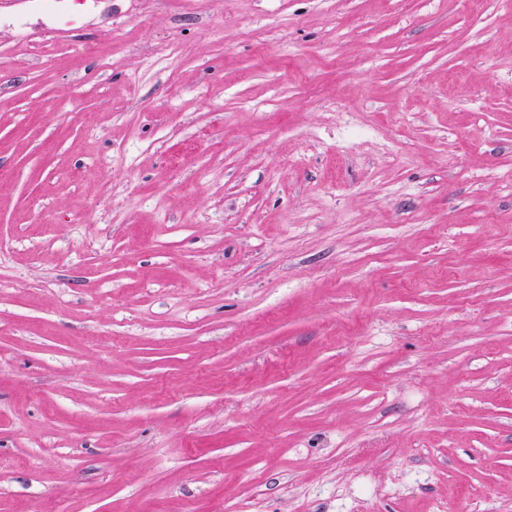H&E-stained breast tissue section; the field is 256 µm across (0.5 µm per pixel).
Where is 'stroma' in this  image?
I'll return each mask as SVG.
<instances>
[{
    "mask_svg": "<svg viewBox=\"0 0 512 512\" xmlns=\"http://www.w3.org/2000/svg\"><path fill=\"white\" fill-rule=\"evenodd\" d=\"M0 512H512V0L0 4Z\"/></svg>",
    "mask_w": 512,
    "mask_h": 512,
    "instance_id": "1",
    "label": "stroma"
}]
</instances>
